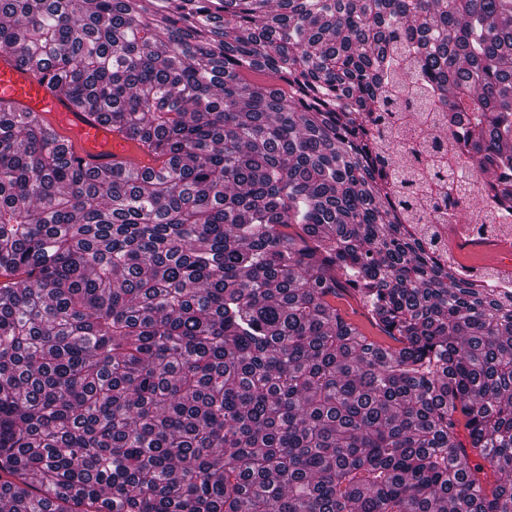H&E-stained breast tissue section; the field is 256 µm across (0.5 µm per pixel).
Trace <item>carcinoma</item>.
Listing matches in <instances>:
<instances>
[{"label": "carcinoma", "instance_id": "obj_1", "mask_svg": "<svg viewBox=\"0 0 512 512\" xmlns=\"http://www.w3.org/2000/svg\"><path fill=\"white\" fill-rule=\"evenodd\" d=\"M399 33L512 218V0H0V49L158 163L0 109V512H512V276L391 206ZM396 103L391 100L386 103L380 112H373L371 115L372 125L376 131L383 137L382 138V150L379 151V156L385 161L386 165L388 162L386 147L389 142H400L407 147L409 159V167H420L423 165L424 153L414 152L411 154L409 149L412 146L415 137L412 134L403 132L398 126H396ZM458 264H478L470 267H464L463 273L466 276L481 277L489 284H495L496 280L486 276L487 268L493 269L500 264V252L493 248H470L465 247L458 252ZM497 269V268H496ZM336 308L349 323L356 326L361 333L373 341L384 346L395 347L397 345L371 321L366 309L363 307L359 298L352 292L341 293L334 301Z\"/></svg>", "mask_w": 512, "mask_h": 512}]
</instances>
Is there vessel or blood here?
<instances>
[{
  "mask_svg": "<svg viewBox=\"0 0 512 512\" xmlns=\"http://www.w3.org/2000/svg\"><path fill=\"white\" fill-rule=\"evenodd\" d=\"M13 49L0 51V107L37 112L54 129L74 160L87 168L130 167L146 169L154 161L97 115L76 110L47 78L19 66Z\"/></svg>",
  "mask_w": 512,
  "mask_h": 512,
  "instance_id": "b4317fda",
  "label": "vessel or blood"
}]
</instances>
